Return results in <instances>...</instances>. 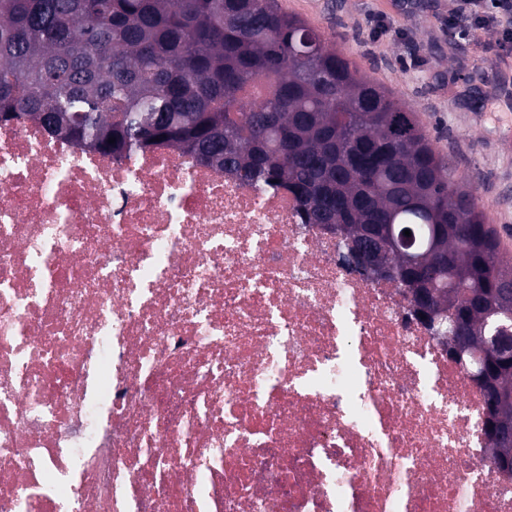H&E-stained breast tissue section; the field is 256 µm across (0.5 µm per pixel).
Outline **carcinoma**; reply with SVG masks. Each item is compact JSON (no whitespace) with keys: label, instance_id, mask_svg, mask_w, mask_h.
<instances>
[{"label":"carcinoma","instance_id":"obj_1","mask_svg":"<svg viewBox=\"0 0 512 512\" xmlns=\"http://www.w3.org/2000/svg\"><path fill=\"white\" fill-rule=\"evenodd\" d=\"M10 117L105 153L167 145L288 186L351 268L374 248L417 314L456 325L448 356L482 373L494 462L512 471V357L487 348L512 328V258L416 113L277 0H0Z\"/></svg>","mask_w":512,"mask_h":512}]
</instances>
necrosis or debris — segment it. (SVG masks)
Masks as SVG:
<instances>
[{"instance_id": "necrosis-or-debris-1", "label": "necrosis or debris", "mask_w": 512, "mask_h": 512, "mask_svg": "<svg viewBox=\"0 0 512 512\" xmlns=\"http://www.w3.org/2000/svg\"><path fill=\"white\" fill-rule=\"evenodd\" d=\"M485 418L285 188L0 124V512H512Z\"/></svg>"}]
</instances>
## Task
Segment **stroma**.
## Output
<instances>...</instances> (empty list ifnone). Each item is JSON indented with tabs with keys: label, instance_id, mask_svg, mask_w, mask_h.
I'll use <instances>...</instances> for the list:
<instances>
[{
	"label": "stroma",
	"instance_id": "obj_1",
	"mask_svg": "<svg viewBox=\"0 0 512 512\" xmlns=\"http://www.w3.org/2000/svg\"><path fill=\"white\" fill-rule=\"evenodd\" d=\"M278 3L416 112L512 255V51L499 50L489 30L450 35L448 0Z\"/></svg>",
	"mask_w": 512,
	"mask_h": 512
}]
</instances>
